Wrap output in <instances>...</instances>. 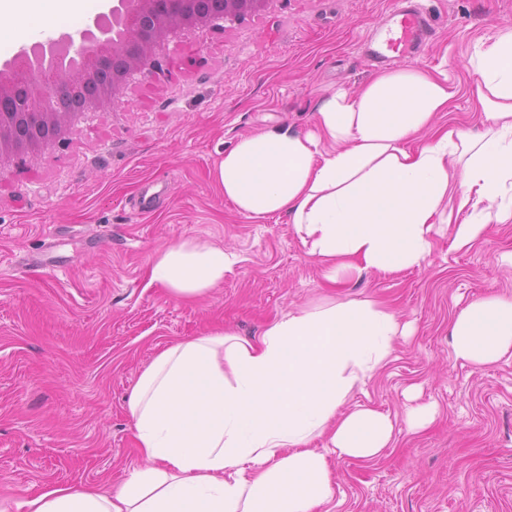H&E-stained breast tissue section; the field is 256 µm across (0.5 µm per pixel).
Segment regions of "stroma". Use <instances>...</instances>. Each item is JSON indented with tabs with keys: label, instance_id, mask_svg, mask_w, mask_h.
Returning <instances> with one entry per match:
<instances>
[{
	"label": "stroma",
	"instance_id": "35a3bbf8",
	"mask_svg": "<svg viewBox=\"0 0 512 512\" xmlns=\"http://www.w3.org/2000/svg\"><path fill=\"white\" fill-rule=\"evenodd\" d=\"M394 0H269L224 28L188 31L103 112L68 127L27 165H0V512L47 485L118 489L140 467L128 397L170 343L231 329L258 336L325 295L385 300L414 332L347 399L391 416L393 447L332 462L335 497L319 512H512V359L454 360L448 323L485 295L512 297V223L473 248L436 237L425 266L367 272L328 289L287 216L255 223L225 201L212 171L248 133L307 132L332 93L391 67L444 72L460 94L437 122L475 128L467 61L512 0H416L432 39L388 63L365 51ZM193 241L238 261L221 286L179 299L150 280L153 258ZM436 421L405 432L410 405Z\"/></svg>",
	"mask_w": 512,
	"mask_h": 512
}]
</instances>
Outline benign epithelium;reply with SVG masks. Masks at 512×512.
I'll return each instance as SVG.
<instances>
[{
  "instance_id": "1",
  "label": "benign epithelium",
  "mask_w": 512,
  "mask_h": 512,
  "mask_svg": "<svg viewBox=\"0 0 512 512\" xmlns=\"http://www.w3.org/2000/svg\"><path fill=\"white\" fill-rule=\"evenodd\" d=\"M268 0H109L83 29L60 31L36 55L0 62V161L54 147L86 112H103L136 76L162 70L158 55L184 31L221 29Z\"/></svg>"
}]
</instances>
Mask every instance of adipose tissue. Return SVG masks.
I'll use <instances>...</instances> for the list:
<instances>
[{"mask_svg": "<svg viewBox=\"0 0 512 512\" xmlns=\"http://www.w3.org/2000/svg\"><path fill=\"white\" fill-rule=\"evenodd\" d=\"M87 0H0V47L81 18ZM481 127L440 125L457 95L419 68L332 94L315 131L241 136L213 170L242 216L287 215L330 285L368 271L422 266L440 225L472 248L512 220V26L470 58ZM236 262L184 241L157 254L150 279L178 298L221 285ZM409 326L375 300L310 302L253 340L230 332L173 342L127 402L144 465L114 491L53 486L18 495L15 512H319L332 501V459L368 462L396 427L349 395L390 360ZM455 360L480 369L512 358V297L488 295L449 326ZM323 447H313L314 439Z\"/></svg>", "mask_w": 512, "mask_h": 512, "instance_id": "ef3b65f1", "label": "adipose tissue"}]
</instances>
